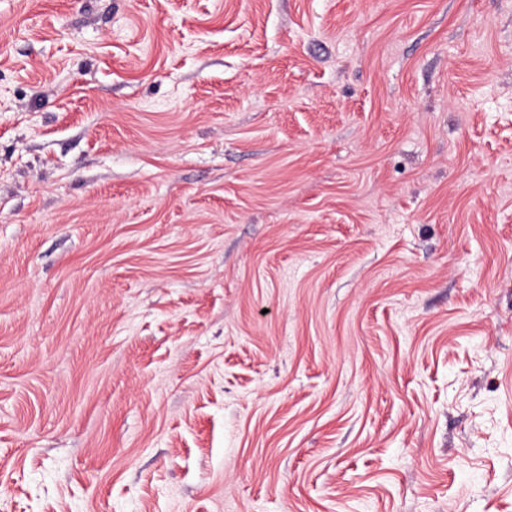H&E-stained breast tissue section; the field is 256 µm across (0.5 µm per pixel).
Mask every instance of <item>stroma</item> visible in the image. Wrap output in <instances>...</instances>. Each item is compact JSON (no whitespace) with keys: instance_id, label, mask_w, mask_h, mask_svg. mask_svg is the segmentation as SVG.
<instances>
[{"instance_id":"obj_1","label":"stroma","mask_w":512,"mask_h":512,"mask_svg":"<svg viewBox=\"0 0 512 512\" xmlns=\"http://www.w3.org/2000/svg\"><path fill=\"white\" fill-rule=\"evenodd\" d=\"M0 512H512V0H0Z\"/></svg>"}]
</instances>
